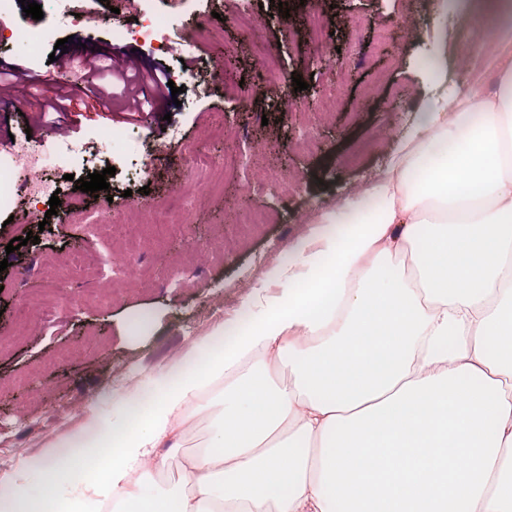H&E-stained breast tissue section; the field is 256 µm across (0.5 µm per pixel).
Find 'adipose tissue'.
I'll return each mask as SVG.
<instances>
[{
  "label": "adipose tissue",
  "instance_id": "obj_1",
  "mask_svg": "<svg viewBox=\"0 0 512 512\" xmlns=\"http://www.w3.org/2000/svg\"><path fill=\"white\" fill-rule=\"evenodd\" d=\"M486 11L496 92L449 97L433 62L436 97L368 186L381 207L314 225L262 318L18 461L0 512H512V0ZM219 382L186 490L156 483L155 448Z\"/></svg>",
  "mask_w": 512,
  "mask_h": 512
}]
</instances>
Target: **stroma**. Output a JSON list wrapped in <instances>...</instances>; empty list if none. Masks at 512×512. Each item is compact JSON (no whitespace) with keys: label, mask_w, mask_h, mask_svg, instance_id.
Returning a JSON list of instances; mask_svg holds the SVG:
<instances>
[{"label":"stroma","mask_w":512,"mask_h":512,"mask_svg":"<svg viewBox=\"0 0 512 512\" xmlns=\"http://www.w3.org/2000/svg\"><path fill=\"white\" fill-rule=\"evenodd\" d=\"M481 2L288 0L285 15L279 0H191V13L207 16L208 26H187L189 48L180 58L113 38V26L128 19L112 13L113 0H75L80 9L110 18L84 30L44 15L57 38L69 39L71 57L93 62L105 55L114 71L128 74L150 66L175 72L173 87L181 94L163 88L144 116L129 115L125 97L101 100L86 93L84 81L66 80L61 61L49 59L53 44L35 51L22 43L0 46V63L32 76L24 111L15 107L16 92L0 94V128L41 143L56 140L62 126L67 143L86 148L70 169L48 170L62 198L126 228L140 223L142 201L178 222L163 242L142 251L138 279L112 276L111 296L100 299L85 284L69 282L70 260L112 257L123 249L121 239L83 230L62 209L51 217L41 210H0V260L9 261L0 272V456H43L80 424L83 408L108 419L113 392L151 388L179 352L215 331V324L199 325L203 308L223 305L228 319L244 309L278 253L307 234L298 221L302 210L342 227L347 215L340 199L361 196L367 182L386 170L434 96L424 61H445L449 90H468L472 77L460 65L461 26L477 22ZM247 11L254 17L249 25L240 20ZM312 11L330 25L326 45L309 33ZM410 13L414 37L378 46V32L396 31ZM259 41L272 45L271 58L260 60ZM331 66L347 70L348 78L330 117L288 111V103L320 97ZM297 74L308 90L293 88ZM56 103L62 112H52ZM112 128L122 130V138L101 140V132ZM190 145L222 158V165L191 175ZM269 153L278 155L279 165L260 167L258 156ZM145 158L152 169L140 179L136 171ZM109 166L116 172L108 195L76 189L75 179ZM245 185L269 217L257 229L242 226L244 213L233 205ZM42 221L48 228L39 244L6 253L13 238ZM221 231L232 233V249L205 258ZM35 299L40 310L20 320L19 309ZM215 411L210 400H201L178 454L159 448L165 460L160 483L183 488L187 462L206 439Z\"/></svg>","instance_id":"1"}]
</instances>
